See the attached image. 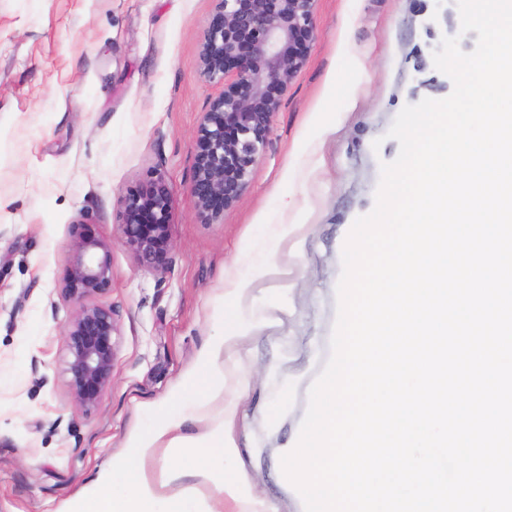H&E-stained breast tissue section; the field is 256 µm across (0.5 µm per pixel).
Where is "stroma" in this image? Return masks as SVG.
I'll return each mask as SVG.
<instances>
[{"instance_id": "1", "label": "stroma", "mask_w": 512, "mask_h": 512, "mask_svg": "<svg viewBox=\"0 0 512 512\" xmlns=\"http://www.w3.org/2000/svg\"><path fill=\"white\" fill-rule=\"evenodd\" d=\"M214 0H0V512H64L148 427L150 409L222 333L218 305L245 281L259 325L228 379L234 467L272 512H303L281 457L299 433L336 324L345 229L376 204L404 106L453 90L433 53L463 51L455 0H316V39L275 113L237 205L206 224L190 194L195 136L219 84L198 51ZM162 179L173 197L167 268L119 238L120 196ZM112 243L118 322L98 411L68 394L60 295L76 221Z\"/></svg>"}]
</instances>
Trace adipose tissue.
I'll return each instance as SVG.
<instances>
[{
  "instance_id": "ef3b65f1",
  "label": "adipose tissue",
  "mask_w": 512,
  "mask_h": 512,
  "mask_svg": "<svg viewBox=\"0 0 512 512\" xmlns=\"http://www.w3.org/2000/svg\"><path fill=\"white\" fill-rule=\"evenodd\" d=\"M249 331L244 312L225 317L223 336L184 380L193 399L176 398L156 409L151 425L134 430L92 486L71 498L69 512H190L191 502L205 495L232 505L233 512H270L251 496L249 476L225 467L237 447L229 432L236 407L221 399L224 378L237 339ZM189 422L196 425L190 433L184 430ZM159 451L173 461L150 472L148 463Z\"/></svg>"
}]
</instances>
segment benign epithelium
<instances>
[{
    "instance_id": "obj_1",
    "label": "benign epithelium",
    "mask_w": 512,
    "mask_h": 512,
    "mask_svg": "<svg viewBox=\"0 0 512 512\" xmlns=\"http://www.w3.org/2000/svg\"><path fill=\"white\" fill-rule=\"evenodd\" d=\"M315 0H216L204 21L202 75L222 85L196 132L190 187L198 215L210 224L233 208L271 132L288 83L304 67L315 41ZM119 236L138 265L163 270L173 249V199L159 179L121 195ZM72 244L61 295L78 305L63 329L69 394L90 414L112 386V306L94 301L112 285V243L71 225Z\"/></svg>"
}]
</instances>
